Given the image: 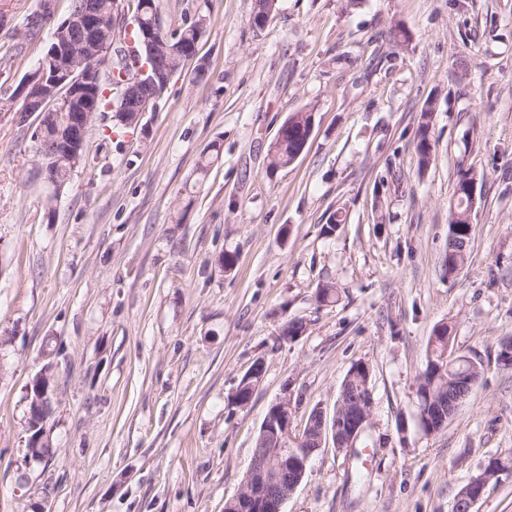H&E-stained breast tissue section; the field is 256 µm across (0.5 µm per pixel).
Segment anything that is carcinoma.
<instances>
[{
  "label": "carcinoma",
  "instance_id": "carcinoma-1",
  "mask_svg": "<svg viewBox=\"0 0 512 512\" xmlns=\"http://www.w3.org/2000/svg\"><path fill=\"white\" fill-rule=\"evenodd\" d=\"M125 0H93L94 7L107 18L108 26L105 35L114 37L116 23V7ZM202 17L184 24L181 28L162 31L163 40L171 47V51L165 55L167 66L172 71H181L184 66L182 56L174 52V48L190 47L198 42L201 36L199 23ZM161 21L160 0H136L131 15L130 32L131 40L139 42L140 32L150 29ZM111 64L107 72L111 74V82L117 84L122 81L123 73L136 64L138 56L130 49L117 48L113 50ZM106 84L99 87V96L96 97L95 111L85 114V123L91 124L99 112L112 113L115 124L124 128H136L141 122V114L138 112H122L117 94L107 97L104 95ZM433 114V102L427 103V108L421 111L418 126V136L415 151L419 159L420 167H426L430 163L435 149V141L430 134V122ZM70 113L53 112L44 113L36 132L42 142H58L68 140L71 130L68 126ZM314 124L312 110L304 108L292 113L288 117V130L281 136H276L269 152V170L274 172L292 164L301 154L307 138L310 137ZM86 140L77 141L74 152L62 150L56 155H34V163L44 178L59 191L70 181L72 172L77 164H82L86 158ZM222 144L213 141L201 156L195 169V183H202L212 165L221 155ZM456 203L451 207L448 224V249L444 255L441 271L448 279L456 276L468 263L470 254L468 245L474 231L472 222V199L467 191V186L478 180L474 170L457 164L456 171ZM53 365L48 363L42 367L44 374L37 383H29L27 393L28 400L35 397V390L39 387L51 389L54 374ZM483 373L482 362L467 354L461 353L454 347L452 326L442 322L436 325L428 341L425 368L419 373L416 382V398L419 405L418 424L427 435L441 432L445 425L442 420L433 416L426 419L425 414L432 409V403L445 402L447 398L465 401L471 390L480 382ZM372 373L370 368L359 362L353 365L347 372L339 394L336 398V410L347 412L358 404L367 405L371 399ZM28 437L33 439L31 455L44 459L50 456L52 446L49 434L44 430L42 422L34 417L27 418ZM512 471V451L489 459L484 468L473 477V481L496 483L498 478L495 473L499 470Z\"/></svg>",
  "mask_w": 512,
  "mask_h": 512
}]
</instances>
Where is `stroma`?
<instances>
[{
	"label": "stroma",
	"instance_id": "1",
	"mask_svg": "<svg viewBox=\"0 0 512 512\" xmlns=\"http://www.w3.org/2000/svg\"><path fill=\"white\" fill-rule=\"evenodd\" d=\"M253 7L161 0L169 29L206 17V76L174 78L138 130L98 114L86 164L57 192L31 162L37 120L17 96L53 26L27 37L39 0H0V512H224L269 406L290 393L302 430L314 408L333 412L359 361L373 409L358 456L323 448L283 512H451L512 449V369L497 361L512 336V0H277L260 30ZM430 100L436 158L422 171ZM304 107L303 153L269 171ZM215 140L221 157L195 185ZM461 162L479 175L475 230L450 281ZM325 283L338 302L317 301ZM293 318L307 328L284 339ZM443 320L484 372L428 435L416 380ZM258 359L264 376L237 405ZM48 362L42 461L27 454L26 387ZM433 114V102L427 103V108L421 111L418 126V136L415 144V151L418 156L421 168L428 166L435 149V141L430 134V122Z\"/></svg>",
	"mask_w": 512,
	"mask_h": 512
}]
</instances>
